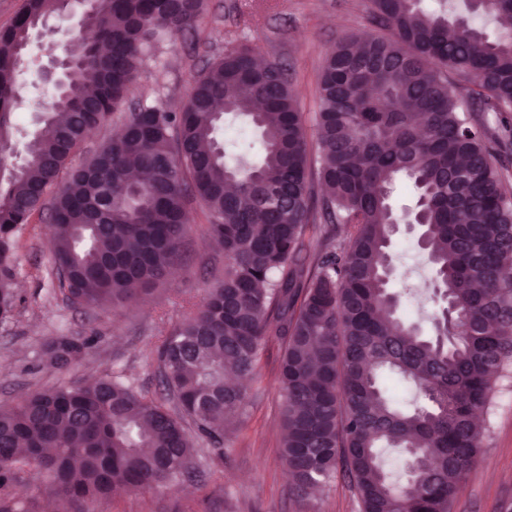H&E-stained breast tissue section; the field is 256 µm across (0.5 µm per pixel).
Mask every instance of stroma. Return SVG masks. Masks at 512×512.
Here are the masks:
<instances>
[{
	"mask_svg": "<svg viewBox=\"0 0 512 512\" xmlns=\"http://www.w3.org/2000/svg\"><path fill=\"white\" fill-rule=\"evenodd\" d=\"M372 27L369 0H206L197 26L165 38L128 94L129 101L162 100L178 109L194 79L223 54L228 43H246L261 57L284 66L303 112L308 138H315L317 87L331 46ZM54 92L37 66L19 79L17 129L24 146L34 130L35 110ZM185 259L148 301L85 309L69 303L57 287L49 251V214L35 213L17 238L19 277L13 315L0 322V408L31 392L61 382L118 374L136 390L166 403L156 349L198 303L217 273L223 251L209 236L207 218L190 206ZM392 254L400 272L392 289L424 288L431 272L417 233L399 227ZM90 338L91 344L67 366H50L45 345L57 338ZM281 349L264 347L257 377L247 382L241 414L224 435L223 448L195 439L191 479L141 493L85 502L81 512H361L353 485L336 472L308 498H298L281 459L282 398L278 381ZM451 512H512V374L493 398L488 430L476 463L461 484Z\"/></svg>",
	"mask_w": 512,
	"mask_h": 512,
	"instance_id": "obj_1",
	"label": "stroma"
}]
</instances>
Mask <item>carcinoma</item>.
<instances>
[{"mask_svg":"<svg viewBox=\"0 0 512 512\" xmlns=\"http://www.w3.org/2000/svg\"><path fill=\"white\" fill-rule=\"evenodd\" d=\"M432 2L370 0L381 32L346 35L329 49L314 159L287 74L257 65L256 49L239 43L194 80L180 110L141 104L72 167L88 131L126 100L154 43L193 27L205 9V0H93L91 29L61 46L72 78L44 106L18 174L0 184V320L15 306L16 237L47 203L58 287L74 305L155 292L181 249L192 199L223 245V275L157 348L176 412L109 374L0 409V512H19L10 489L25 467L45 471L73 508L190 477L184 422L222 445L245 397L226 372L256 377L270 340L282 350L281 458L299 493L341 465L361 512H450L482 448L478 418L512 370V193L489 147L512 136V27L500 24L512 18V0H464L468 14L497 23L492 37L455 0ZM64 7L26 0L0 31L9 162L29 31ZM238 120L260 133L257 161L246 139L218 141ZM131 162L148 178H130ZM401 183L416 193L430 299L443 303L432 336L392 304L412 293L389 288ZM322 224L354 232L315 246ZM85 346L61 338L46 358L63 367ZM386 374L417 398L395 401ZM382 448L409 456L399 476Z\"/></svg>","mask_w":512,"mask_h":512,"instance_id":"cac0c4a2","label":"carcinoma"}]
</instances>
